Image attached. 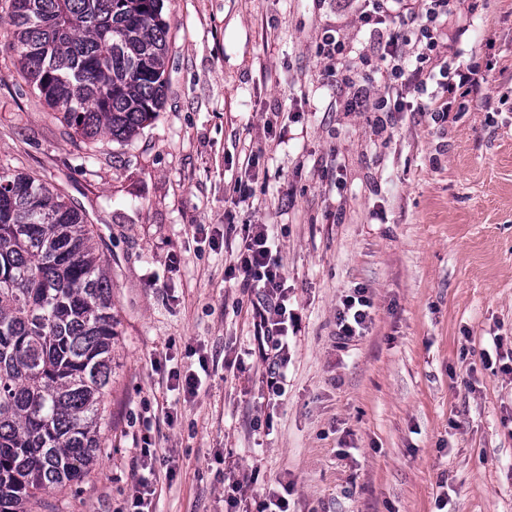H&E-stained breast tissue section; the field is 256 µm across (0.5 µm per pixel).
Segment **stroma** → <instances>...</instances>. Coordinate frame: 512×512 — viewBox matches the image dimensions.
Returning <instances> with one entry per match:
<instances>
[{
  "instance_id": "obj_1",
  "label": "stroma",
  "mask_w": 512,
  "mask_h": 512,
  "mask_svg": "<svg viewBox=\"0 0 512 512\" xmlns=\"http://www.w3.org/2000/svg\"><path fill=\"white\" fill-rule=\"evenodd\" d=\"M470 3L469 30L439 19L423 80L397 85L344 0H164L163 107L89 152L5 66L0 27V162L86 210L118 321L98 461L32 512H133L147 438L153 512H225L231 463L259 467L250 500L268 484L293 512H512V373L483 364L512 350V0ZM333 28L344 79L318 54ZM448 66L481 90L445 116ZM228 224L265 225L301 319L270 415ZM358 288L371 323L344 344ZM173 367L204 372L193 397ZM363 288H358L354 296H349L343 302V308L337 313L336 326L338 327L337 336L339 339L350 341L355 337H360L366 330L367 320L369 318V309L372 307L371 300L365 295Z\"/></svg>"
}]
</instances>
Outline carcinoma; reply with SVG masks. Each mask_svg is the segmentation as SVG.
<instances>
[{"label":"carcinoma","instance_id":"1","mask_svg":"<svg viewBox=\"0 0 512 512\" xmlns=\"http://www.w3.org/2000/svg\"><path fill=\"white\" fill-rule=\"evenodd\" d=\"M163 0H10L21 77L87 141L135 137L164 103ZM85 211L0 166V512L80 482L112 390L116 317Z\"/></svg>","mask_w":512,"mask_h":512}]
</instances>
